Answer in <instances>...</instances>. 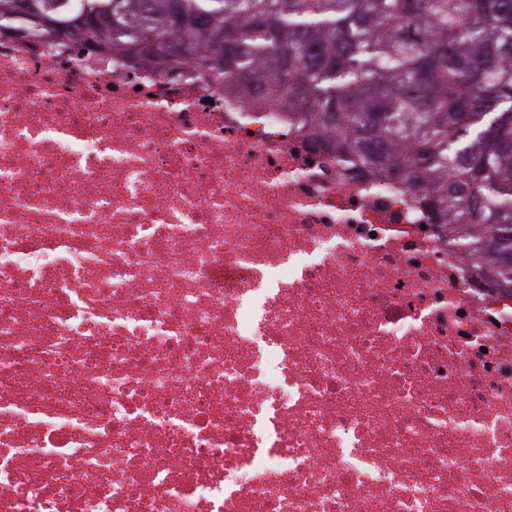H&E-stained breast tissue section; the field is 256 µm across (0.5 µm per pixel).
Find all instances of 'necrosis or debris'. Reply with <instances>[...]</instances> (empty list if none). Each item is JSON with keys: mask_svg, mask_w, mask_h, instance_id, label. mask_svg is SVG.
<instances>
[{"mask_svg": "<svg viewBox=\"0 0 512 512\" xmlns=\"http://www.w3.org/2000/svg\"><path fill=\"white\" fill-rule=\"evenodd\" d=\"M289 110L0 37V512H512V293Z\"/></svg>", "mask_w": 512, "mask_h": 512, "instance_id": "obj_1", "label": "necrosis or debris"}]
</instances>
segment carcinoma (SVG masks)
<instances>
[{
    "label": "carcinoma",
    "instance_id": "carcinoma-1",
    "mask_svg": "<svg viewBox=\"0 0 512 512\" xmlns=\"http://www.w3.org/2000/svg\"><path fill=\"white\" fill-rule=\"evenodd\" d=\"M32 36L134 63L284 79L340 159L421 184L483 275L512 288V0H25ZM183 43L177 55L170 47Z\"/></svg>",
    "mask_w": 512,
    "mask_h": 512
}]
</instances>
